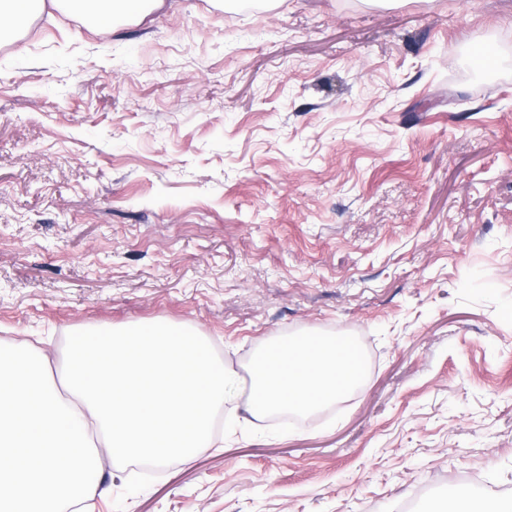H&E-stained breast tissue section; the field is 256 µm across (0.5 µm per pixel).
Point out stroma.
<instances>
[{"instance_id": "stroma-1", "label": "stroma", "mask_w": 512, "mask_h": 512, "mask_svg": "<svg viewBox=\"0 0 512 512\" xmlns=\"http://www.w3.org/2000/svg\"><path fill=\"white\" fill-rule=\"evenodd\" d=\"M512 0H165L0 42V345L199 329L356 335L362 385L267 435L239 412L123 512H414L512 494ZM493 48L487 72L472 49ZM92 512L130 469L101 458Z\"/></svg>"}]
</instances>
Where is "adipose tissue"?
Returning a JSON list of instances; mask_svg holds the SVG:
<instances>
[{"label":"adipose tissue","mask_w":512,"mask_h":512,"mask_svg":"<svg viewBox=\"0 0 512 512\" xmlns=\"http://www.w3.org/2000/svg\"><path fill=\"white\" fill-rule=\"evenodd\" d=\"M162 3L163 0H0V40L14 37L22 23L48 5L71 12L84 8L88 23L100 27L113 24L119 15L142 21ZM423 509L424 512H512V495L487 504L477 499L468 487L455 485L449 487L443 504L428 502Z\"/></svg>","instance_id":"ef3b65f1"}]
</instances>
